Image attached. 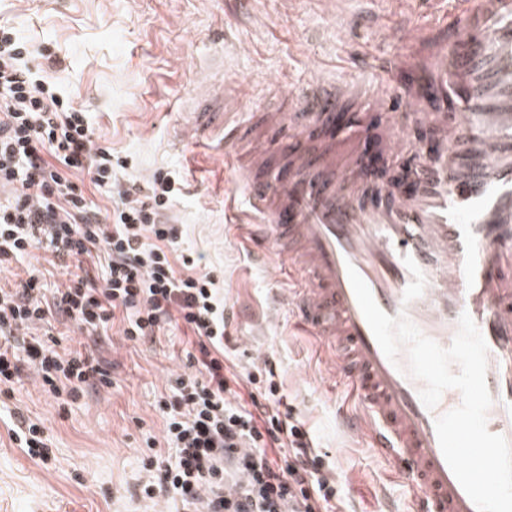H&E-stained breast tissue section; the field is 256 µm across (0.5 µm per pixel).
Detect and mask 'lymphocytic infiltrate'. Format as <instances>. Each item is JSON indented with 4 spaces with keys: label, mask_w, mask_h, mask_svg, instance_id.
Masks as SVG:
<instances>
[{
    "label": "lymphocytic infiltrate",
    "mask_w": 512,
    "mask_h": 512,
    "mask_svg": "<svg viewBox=\"0 0 512 512\" xmlns=\"http://www.w3.org/2000/svg\"><path fill=\"white\" fill-rule=\"evenodd\" d=\"M58 63L49 45L30 48L0 25V272L38 250L70 272L49 294L35 267L0 288V385L30 370L61 406L111 388L107 366L61 348V325L138 344L186 328L190 371L156 404L168 449L147 438L136 497L183 512H334L330 452L284 407L277 362L231 357L224 280L182 249L175 180L129 177L95 145L87 111L41 77Z\"/></svg>",
    "instance_id": "lymphocytic-infiltrate-1"
}]
</instances>
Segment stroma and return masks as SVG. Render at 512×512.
<instances>
[{"label":"stroma","instance_id":"1","mask_svg":"<svg viewBox=\"0 0 512 512\" xmlns=\"http://www.w3.org/2000/svg\"><path fill=\"white\" fill-rule=\"evenodd\" d=\"M393 10L391 0H338L331 13L321 0H0V24L31 46L53 44L61 67L46 77L91 113L97 144L127 159L131 176L160 170L182 181L174 211L183 246L224 278L237 361L275 355L288 405L349 476L336 512H409L410 489L338 426L344 393L314 338L277 309L287 280L244 249L230 222L223 157L210 141L181 139L180 130L190 111L216 97L232 121L277 104L282 84L304 79L309 58L334 72L336 58L373 47L368 18ZM187 342L180 331L147 346L116 335L95 345L68 337L67 346L112 361L115 385L63 411L22 371L13 396L0 395V512H143L131 492L146 438L163 435L154 404L185 371ZM17 411L43 422L54 460L11 440Z\"/></svg>","mask_w":512,"mask_h":512}]
</instances>
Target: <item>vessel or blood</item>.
Masks as SVG:
<instances>
[{
	"label": "vessel or blood",
	"instance_id": "obj_1",
	"mask_svg": "<svg viewBox=\"0 0 512 512\" xmlns=\"http://www.w3.org/2000/svg\"><path fill=\"white\" fill-rule=\"evenodd\" d=\"M455 2L445 39L404 18L378 25L377 47L417 52L378 56L372 85L312 72L282 91V107L225 124L219 144L236 158L234 187L248 192L251 247L293 278L283 301L348 393L339 420L408 483L409 512H477L435 429L461 395L423 405L406 353L390 361L377 343L349 269L386 314L406 315L441 347L470 315L488 345L487 427L512 443V0ZM399 69L413 81L393 85ZM399 99L406 112L376 140L358 148L331 136L338 108L359 133ZM223 114L220 101L194 113L183 138L207 137ZM414 126L431 139L405 136Z\"/></svg>",
	"mask_w": 512,
	"mask_h": 512
}]
</instances>
